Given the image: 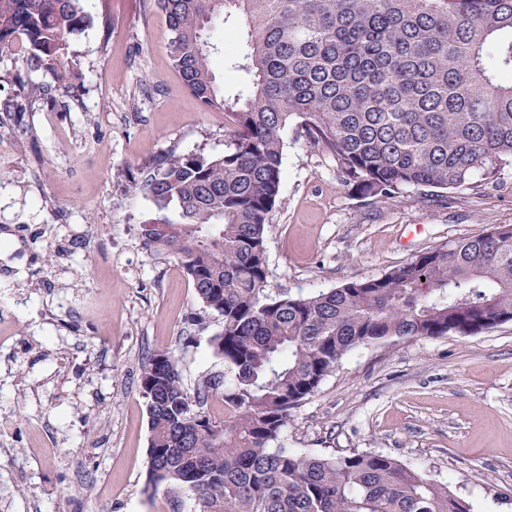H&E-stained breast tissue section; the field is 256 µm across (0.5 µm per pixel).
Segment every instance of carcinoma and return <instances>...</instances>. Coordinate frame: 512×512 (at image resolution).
Masks as SVG:
<instances>
[{
    "mask_svg": "<svg viewBox=\"0 0 512 512\" xmlns=\"http://www.w3.org/2000/svg\"><path fill=\"white\" fill-rule=\"evenodd\" d=\"M185 88L231 127L224 154L160 155L132 183L154 215L153 253L175 258L224 371L188 390L178 357L144 365L147 487L192 493L194 512H473L448 485L383 453L309 455L284 444L293 411L360 347L512 322V226L417 255L307 297L267 288L266 227L279 202L285 132L327 154L342 185L384 202L407 187L458 189L512 163V0H155ZM241 20L231 56L248 82L216 81L208 30ZM83 0H0V56L31 104L82 80L72 36Z\"/></svg>",
    "mask_w": 512,
    "mask_h": 512,
    "instance_id": "obj_1",
    "label": "carcinoma"
}]
</instances>
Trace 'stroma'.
<instances>
[{
  "instance_id": "1",
  "label": "stroma",
  "mask_w": 512,
  "mask_h": 512,
  "mask_svg": "<svg viewBox=\"0 0 512 512\" xmlns=\"http://www.w3.org/2000/svg\"><path fill=\"white\" fill-rule=\"evenodd\" d=\"M112 21L71 41L84 83L31 105L0 57V512H193L188 493L145 488L147 360L181 361L195 386L219 369L214 313L174 260L145 245L153 202L129 188L168 151L219 155L223 113L182 85L152 0H85ZM266 234L269 287L307 296L378 277L427 250L512 225V165L455 190L403 189L371 203L331 158L299 143L283 159ZM90 238L47 264L59 240ZM288 447L382 452L447 483L473 512H512V323L472 336L361 347L297 408Z\"/></svg>"
}]
</instances>
